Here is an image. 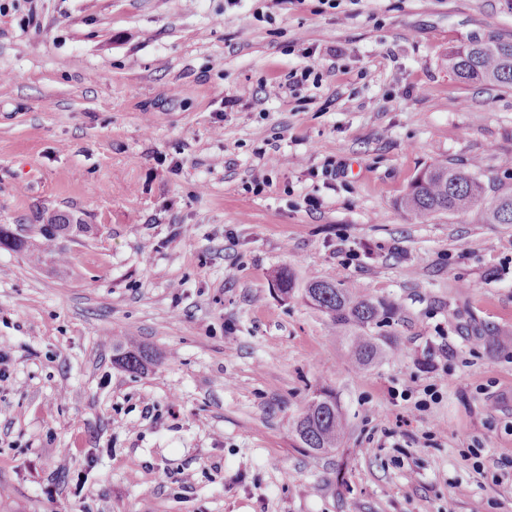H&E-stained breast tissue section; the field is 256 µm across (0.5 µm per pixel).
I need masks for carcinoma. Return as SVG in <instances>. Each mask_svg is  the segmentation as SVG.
I'll return each instance as SVG.
<instances>
[{"mask_svg":"<svg viewBox=\"0 0 512 512\" xmlns=\"http://www.w3.org/2000/svg\"><path fill=\"white\" fill-rule=\"evenodd\" d=\"M448 68L464 83L512 85V40L501 37L483 39L471 36L448 52ZM401 208L419 224L438 213L481 211L487 224H512V180L483 184L478 177L448 166L431 164L420 171L400 201ZM51 230L41 232L42 241L15 240L11 230L0 225V246L24 252L30 262L50 261L59 268L69 263L67 248L61 239L92 231L72 216L54 213L47 217ZM275 286L284 298L296 288L294 275L281 269L274 275ZM305 299L328 316L332 328L354 364L367 369L385 354V337L375 336L372 329L392 326L398 316L395 303L383 298L362 295L351 282L335 283L311 279L303 289ZM114 363L132 372H142L156 365L153 350L136 341L112 339ZM345 421L336 396L324 390L311 398L295 423V434L302 447L314 453L337 448L344 434Z\"/></svg>","mask_w":512,"mask_h":512,"instance_id":"obj_1","label":"carcinoma"}]
</instances>
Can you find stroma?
Segmentation results:
<instances>
[{"mask_svg": "<svg viewBox=\"0 0 512 512\" xmlns=\"http://www.w3.org/2000/svg\"><path fill=\"white\" fill-rule=\"evenodd\" d=\"M473 34L512 0H0V225L97 229L0 248V512H512V224L400 207L437 162L512 178V86L448 68ZM280 269L394 302L398 353L356 369ZM46 224L51 226V230L42 231L40 234L43 240L39 244L30 242L27 238L16 241L11 236V230L0 225V245L3 249L13 252H25L34 264H41L50 261L59 268H64L69 263L67 248L63 245L61 238L72 237L81 233H90L92 225L81 224L80 221L72 216L61 213L49 215ZM112 348L115 352L114 363L129 371L143 372L156 365L157 355L154 351L131 339L113 337ZM345 421L336 397L323 390L311 398L295 423V434L303 448L325 453L337 448L344 434Z\"/></svg>", "mask_w": 512, "mask_h": 512, "instance_id": "obj_1", "label": "stroma"}]
</instances>
